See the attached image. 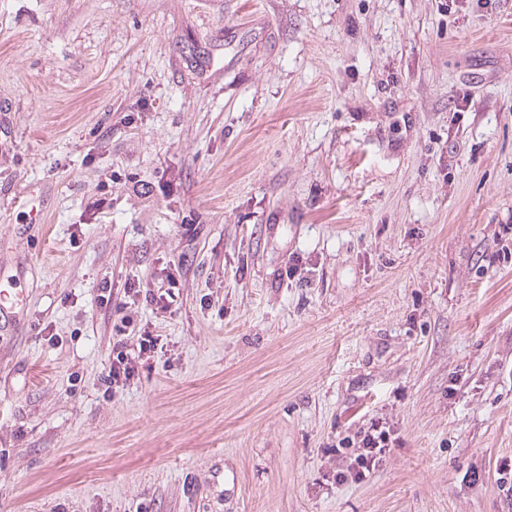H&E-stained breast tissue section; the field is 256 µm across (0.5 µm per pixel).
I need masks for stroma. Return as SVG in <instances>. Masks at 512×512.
Segmentation results:
<instances>
[{"label": "stroma", "instance_id": "obj_1", "mask_svg": "<svg viewBox=\"0 0 512 512\" xmlns=\"http://www.w3.org/2000/svg\"><path fill=\"white\" fill-rule=\"evenodd\" d=\"M0 267V512H512V0H0ZM24 279V276L21 273H18L13 276L4 277L1 275L0 278V329L5 323H8V326L13 323H16L17 318H19V311H23L24 306V291L17 288V281H21ZM19 310V311H18ZM122 327H119V336H116L113 343L112 352L116 356L112 357V362L107 374L109 384L126 381L134 375L135 369L145 355L155 353L158 344V336H152L149 332L144 331L137 338V345L135 348H129L128 337L130 329L134 330V318L131 314L127 313L121 318ZM128 332V333H126ZM389 436V430L387 431L374 423H372L367 430L360 433L361 446L359 448H363L364 452L358 454L355 458V465L352 472L355 480L367 478L373 470L376 457L382 454L386 448H389Z\"/></svg>", "mask_w": 512, "mask_h": 512}]
</instances>
